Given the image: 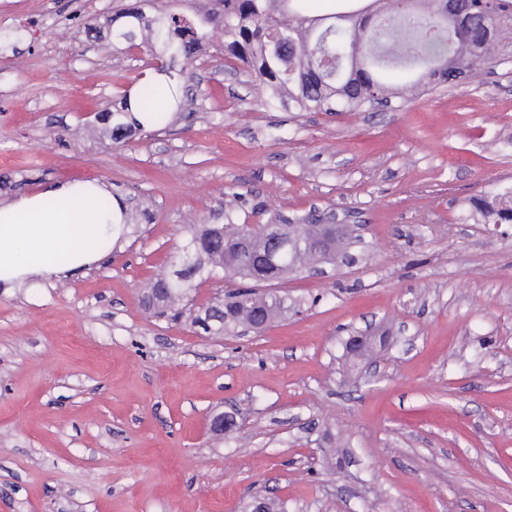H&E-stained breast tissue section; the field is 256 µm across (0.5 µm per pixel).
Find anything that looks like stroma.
Segmentation results:
<instances>
[{"label":"stroma","instance_id":"stroma-1","mask_svg":"<svg viewBox=\"0 0 512 512\" xmlns=\"http://www.w3.org/2000/svg\"><path fill=\"white\" fill-rule=\"evenodd\" d=\"M138 3L0 0V201L98 180L137 223L0 287V512H512V223L476 207L512 184V10L480 81L379 112L268 111L212 39L169 124L114 143L97 117L152 57L102 47ZM314 213L362 225L355 261L281 281L263 333L193 324L223 280L144 310L200 225Z\"/></svg>","mask_w":512,"mask_h":512}]
</instances>
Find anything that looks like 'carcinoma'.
<instances>
[{"mask_svg":"<svg viewBox=\"0 0 512 512\" xmlns=\"http://www.w3.org/2000/svg\"><path fill=\"white\" fill-rule=\"evenodd\" d=\"M301 2L209 0V7L195 21L158 8L149 14L133 7L119 15L123 22L112 30L113 42L146 46L163 63L161 71L182 82L212 30L224 38V56L249 69L267 108L355 112L398 93L471 78L491 59L500 10L497 0H456L454 21L444 16L445 5L437 0H416L417 8L411 12L399 7L401 0H391L389 11L371 3L358 13L307 17ZM281 35L289 47L276 57L267 47ZM137 109L157 127L167 122L168 116L152 107L148 88L142 91ZM131 112L125 94L120 110L102 118L100 136L118 140L143 129ZM483 207L494 223H512L511 205L485 202ZM244 231L243 224H207L193 233L172 256V272L152 282L144 296L145 307L161 313L172 309L189 298L194 286L220 270L252 286L238 296L214 298L194 323L212 335L251 327L259 320L270 323L288 310L287 297L274 288L279 280L312 261L334 259L347 247L341 236L328 255L317 246L321 229L298 224L293 232L305 245L298 251H282L270 279L263 271V238H255L248 251L232 247Z\"/></svg>","mask_w":512,"mask_h":512,"instance_id":"1","label":"carcinoma"}]
</instances>
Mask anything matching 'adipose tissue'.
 <instances>
[{"instance_id":"1","label":"adipose tissue","mask_w":512,"mask_h":512,"mask_svg":"<svg viewBox=\"0 0 512 512\" xmlns=\"http://www.w3.org/2000/svg\"><path fill=\"white\" fill-rule=\"evenodd\" d=\"M100 181L58 183L0 204V281L59 275L95 263L99 240L121 223L123 207L102 210Z\"/></svg>"}]
</instances>
